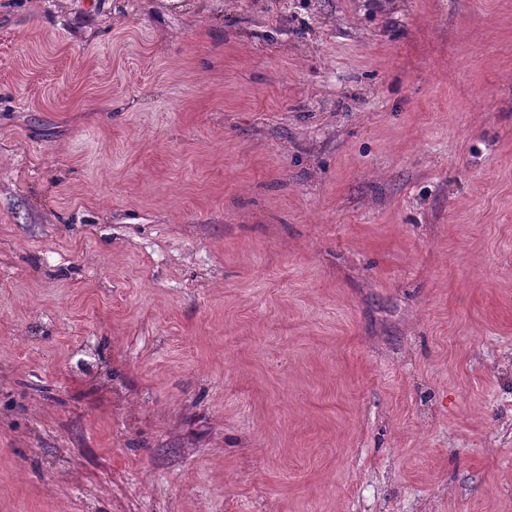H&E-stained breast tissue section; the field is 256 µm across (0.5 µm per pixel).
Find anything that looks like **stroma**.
<instances>
[{
    "label": "stroma",
    "instance_id": "stroma-1",
    "mask_svg": "<svg viewBox=\"0 0 512 512\" xmlns=\"http://www.w3.org/2000/svg\"><path fill=\"white\" fill-rule=\"evenodd\" d=\"M0 512H512V0H0Z\"/></svg>",
    "mask_w": 512,
    "mask_h": 512
}]
</instances>
